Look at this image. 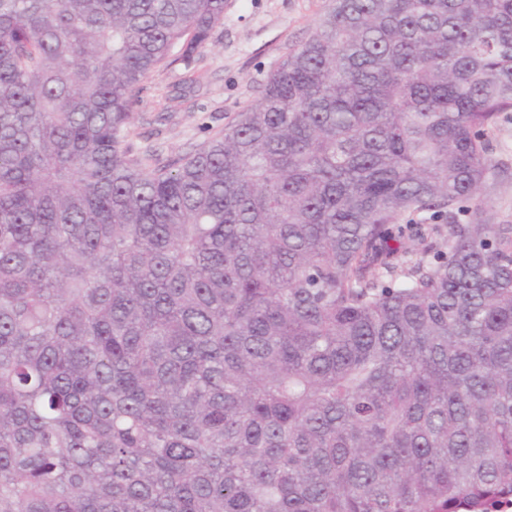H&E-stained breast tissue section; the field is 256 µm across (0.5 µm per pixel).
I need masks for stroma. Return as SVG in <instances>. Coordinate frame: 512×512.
I'll return each mask as SVG.
<instances>
[{"label":"stroma","instance_id":"1","mask_svg":"<svg viewBox=\"0 0 512 512\" xmlns=\"http://www.w3.org/2000/svg\"><path fill=\"white\" fill-rule=\"evenodd\" d=\"M329 6L330 0H225L224 19L194 70L164 65L143 82L127 136L134 152L173 160L208 141L259 100L268 73ZM492 145L500 175L487 189L488 215L512 224V114L494 129Z\"/></svg>","mask_w":512,"mask_h":512}]
</instances>
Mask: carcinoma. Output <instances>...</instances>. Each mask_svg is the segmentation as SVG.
<instances>
[{"label":"carcinoma","mask_w":512,"mask_h":512,"mask_svg":"<svg viewBox=\"0 0 512 512\" xmlns=\"http://www.w3.org/2000/svg\"><path fill=\"white\" fill-rule=\"evenodd\" d=\"M224 0H0V512L512 495V0H332L174 164L141 84ZM492 145L500 175L487 189L492 202L488 216L495 224H512V114L494 129Z\"/></svg>","instance_id":"1"}]
</instances>
